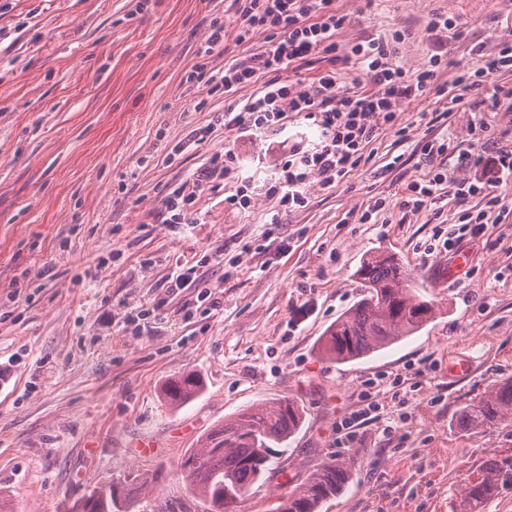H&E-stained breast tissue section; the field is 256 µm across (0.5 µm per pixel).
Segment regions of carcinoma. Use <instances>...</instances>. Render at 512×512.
I'll list each match as a JSON object with an SVG mask.
<instances>
[{
	"label": "carcinoma",
	"instance_id": "cac0c4a2",
	"mask_svg": "<svg viewBox=\"0 0 512 512\" xmlns=\"http://www.w3.org/2000/svg\"><path fill=\"white\" fill-rule=\"evenodd\" d=\"M368 288L365 298L336 320L327 331L322 352L338 361L362 358L396 340L419 331L436 314V305L408 284L409 274L391 259L371 256L359 270ZM200 381L187 374L165 388L174 403L191 399ZM512 417V379L499 382L487 396L468 404L457 416L465 430ZM302 419L299 407L288 400L252 405L216 425L190 450L181 465L202 502L222 504L220 512H236L237 504L266 471L272 448L285 443ZM499 462L488 459L481 475L468 487L464 510L471 512L493 491ZM351 477L345 461L322 463L300 483L276 512H320L323 501L340 494ZM138 486L111 483L85 497L87 512H134Z\"/></svg>",
	"mask_w": 512,
	"mask_h": 512
}]
</instances>
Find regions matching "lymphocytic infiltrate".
<instances>
[{"label": "lymphocytic infiltrate", "instance_id": "1", "mask_svg": "<svg viewBox=\"0 0 512 512\" xmlns=\"http://www.w3.org/2000/svg\"><path fill=\"white\" fill-rule=\"evenodd\" d=\"M230 7L236 17L238 43L250 42L255 32L263 31L267 34L264 45L224 71H211L204 59L224 43L223 25L213 24L200 51L202 60L193 65L187 79L228 93L253 84L259 90L213 115L206 125L189 131L171 152L179 155L203 144L219 126L237 137L257 141L265 131L283 127L288 114L303 115L313 122L320 136L311 148L299 143L289 145L277 164L272 190L283 208L305 207L312 183L327 188L342 179L361 161L365 146L382 126L394 121L400 103L429 93L446 94L445 87L436 80L441 56H432L426 67L409 72L392 62L388 42L382 37L338 53L336 33L347 17L337 11L335 0H231ZM316 60L323 61L324 66L311 83L304 85L287 78L288 70L304 69ZM339 62L357 67L372 84V91L341 90L335 68ZM511 68L512 42L504 41L473 73L455 80L459 93L449 96L451 104L459 103L460 93L480 88L497 72ZM238 169V158L229 149L211 154L191 179L166 185L159 213L162 222L202 223L204 216L198 208L201 195L237 178ZM511 180L512 151L497 152L481 170L458 179L459 197L478 194L484 200L483 210L463 214V224L481 226L489 213L504 210L502 198L493 189Z\"/></svg>", "mask_w": 512, "mask_h": 512}]
</instances>
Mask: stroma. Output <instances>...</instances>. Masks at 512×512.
<instances>
[{
	"instance_id": "1",
	"label": "stroma",
	"mask_w": 512,
	"mask_h": 512,
	"mask_svg": "<svg viewBox=\"0 0 512 512\" xmlns=\"http://www.w3.org/2000/svg\"><path fill=\"white\" fill-rule=\"evenodd\" d=\"M348 46L405 32L392 59L407 71L442 57L437 81L512 40V0H336ZM455 30L434 33L433 14ZM224 25L213 70L262 46L237 45L218 0H10L0 12V498L11 512H77L80 498L139 476L137 512H205L181 464L210 429L240 410L290 400L303 422L238 512L271 506L320 463L347 459L352 478L321 512H462L464 490L489 458L502 470L477 512H512V418L462 432L458 409L512 377V184L507 212L453 251L434 247L464 211L445 187L415 212L402 201L435 165L425 145L446 131L462 153L512 149V70L467 92L455 108L427 94L404 102L361 162L333 187L312 185L306 207L274 194L253 209L225 207L228 187L205 192L206 221L161 223L166 183L189 178L212 153L235 147L242 175L270 184L280 144L317 143L299 116L261 143L217 129L197 150L169 148L223 111L225 97L187 83L210 23ZM442 114L440 127L421 113ZM386 202L370 221L361 216ZM394 255L411 285L435 301L422 330L352 362L327 359L322 338L364 290L369 255ZM197 268L198 290L170 289L176 260ZM145 312L140 323L132 312ZM196 373L203 390L178 406L165 385ZM374 390L381 408L352 435L338 424ZM406 406H399L400 398ZM151 441L142 452V441Z\"/></svg>"
}]
</instances>
